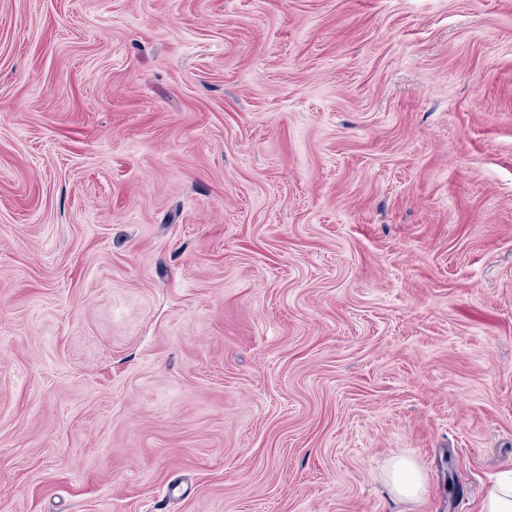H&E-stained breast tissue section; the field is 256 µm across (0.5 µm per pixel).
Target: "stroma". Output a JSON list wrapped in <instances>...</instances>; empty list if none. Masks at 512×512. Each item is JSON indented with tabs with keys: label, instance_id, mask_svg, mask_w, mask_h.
<instances>
[{
	"label": "stroma",
	"instance_id": "1",
	"mask_svg": "<svg viewBox=\"0 0 512 512\" xmlns=\"http://www.w3.org/2000/svg\"><path fill=\"white\" fill-rule=\"evenodd\" d=\"M507 467L512 0H0V512Z\"/></svg>",
	"mask_w": 512,
	"mask_h": 512
}]
</instances>
